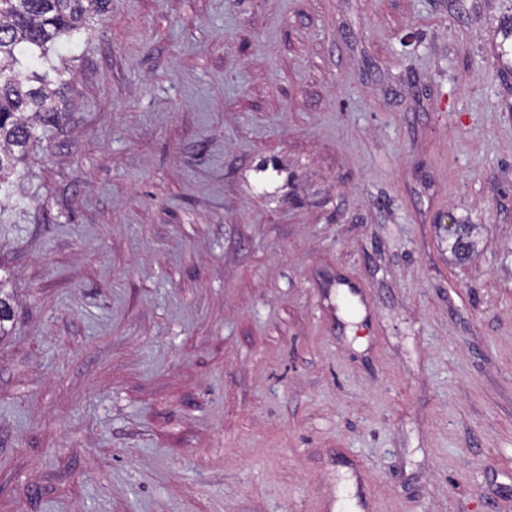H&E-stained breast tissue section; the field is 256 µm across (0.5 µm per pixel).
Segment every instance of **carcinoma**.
I'll list each match as a JSON object with an SVG mask.
<instances>
[{"instance_id":"carcinoma-1","label":"carcinoma","mask_w":512,"mask_h":512,"mask_svg":"<svg viewBox=\"0 0 512 512\" xmlns=\"http://www.w3.org/2000/svg\"><path fill=\"white\" fill-rule=\"evenodd\" d=\"M107 0H0V220L26 204L18 166L39 133L63 117V92L72 79L53 52L72 40ZM477 225L457 224L448 236L453 258L476 253ZM0 279V336L9 334L10 295Z\"/></svg>"}]
</instances>
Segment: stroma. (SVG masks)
<instances>
[{"mask_svg": "<svg viewBox=\"0 0 512 512\" xmlns=\"http://www.w3.org/2000/svg\"><path fill=\"white\" fill-rule=\"evenodd\" d=\"M507 27L109 0L0 225V512H512ZM477 224H455L448 236V249L453 258L464 263L476 253L479 241L475 236Z\"/></svg>", "mask_w": 512, "mask_h": 512, "instance_id": "obj_1", "label": "stroma"}]
</instances>
